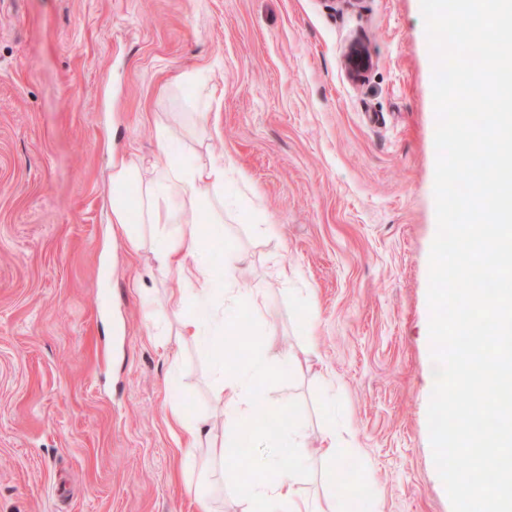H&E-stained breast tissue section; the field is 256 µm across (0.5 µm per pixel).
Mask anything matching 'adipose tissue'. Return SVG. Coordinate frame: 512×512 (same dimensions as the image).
Returning a JSON list of instances; mask_svg holds the SVG:
<instances>
[{"label":"adipose tissue","mask_w":512,"mask_h":512,"mask_svg":"<svg viewBox=\"0 0 512 512\" xmlns=\"http://www.w3.org/2000/svg\"><path fill=\"white\" fill-rule=\"evenodd\" d=\"M143 165L135 158H121L112 163L108 194L109 222L113 233L121 234L131 248H139L144 240L155 247L163 274L180 284L167 297V305L179 316L181 335L193 340L220 343L228 325L224 319L225 305L239 302L234 281L224 283L222 301H214L210 285V254L201 240L196 222L187 220V206L196 204L202 194L224 192V163L212 162L204 169H186L169 162L154 171L150 180H143ZM144 183L139 197L137 215H130L127 190ZM207 302L209 315L200 319L187 312L188 297ZM271 373L263 351H255L235 366L216 360L213 397L224 411V428L205 431L198 423L186 421L179 412H172L167 426L177 449L189 450L188 462L200 475L223 472L224 457L232 446V433L247 432L263 445L264 450L252 459L259 477L240 479L235 486L242 512H253L256 504H264V512H360L365 497L363 486L354 483L342 487L340 496H328L320 506H312L299 489L308 470L309 457L301 442V430L295 420L282 418V401L267 405L263 415H256L254 397L259 386ZM204 456H196V449ZM291 449L292 467H282L278 449Z\"/></svg>","instance_id":"adipose-tissue-1"}]
</instances>
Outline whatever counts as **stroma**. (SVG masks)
<instances>
[{
  "instance_id": "stroma-1",
  "label": "stroma",
  "mask_w": 512,
  "mask_h": 512,
  "mask_svg": "<svg viewBox=\"0 0 512 512\" xmlns=\"http://www.w3.org/2000/svg\"><path fill=\"white\" fill-rule=\"evenodd\" d=\"M432 78L420 0H0V512H240L166 426L223 428L216 347L178 338L175 281L108 222L113 161L164 164L161 126L185 164L233 159L202 228L246 256L213 273L266 289L227 310L277 371L257 400L344 448L303 494L452 512L427 425Z\"/></svg>"
}]
</instances>
